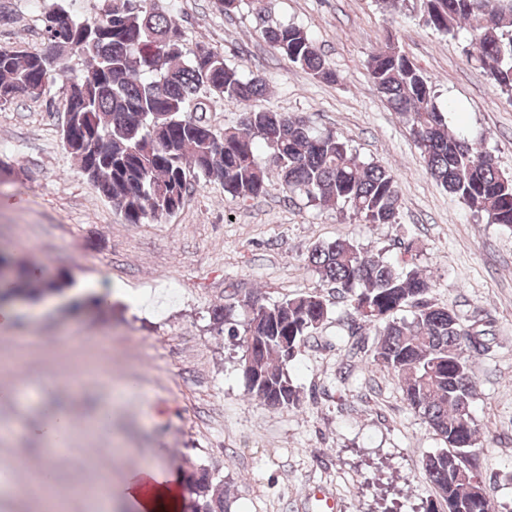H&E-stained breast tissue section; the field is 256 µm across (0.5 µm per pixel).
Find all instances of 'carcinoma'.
Returning a JSON list of instances; mask_svg holds the SVG:
<instances>
[{"label": "carcinoma", "mask_w": 512, "mask_h": 512, "mask_svg": "<svg viewBox=\"0 0 512 512\" xmlns=\"http://www.w3.org/2000/svg\"><path fill=\"white\" fill-rule=\"evenodd\" d=\"M393 2L416 9L441 33L454 35L469 26L470 61L512 103V0ZM44 24L53 56L0 48V104L11 102L21 88L38 99L50 83L65 80L70 125L60 130L61 139L126 223L176 214L202 181L223 185L235 200L267 195L271 182L269 169L258 162L261 149L283 191L322 210L347 209L366 224L398 223L402 200L394 174L363 162L346 138L314 129L297 113L253 108L266 94L265 80L243 77L208 43L185 52L176 3L163 12L146 0L137 6L112 0L96 18L56 4L45 12ZM262 34L312 78L337 81L307 30L281 25ZM368 70L390 109L409 125L431 177L491 223L512 227V175L498 168L487 149L448 130L434 86L392 36L370 55ZM209 96L242 106L239 127L218 130L196 116L208 111ZM307 263L347 303L351 333L366 325L376 329L372 362L395 374L404 401L444 442L423 461L435 489L424 512H490L470 460L478 430L472 416L477 382L469 359L489 350L485 331L429 302L433 284L409 246L392 262L381 251L339 238L313 245ZM2 265L10 275L0 279V306L38 301L73 286L62 273L33 288L28 265L0 254ZM402 311L411 317H398ZM330 314L329 300L316 290L278 302L256 293L214 312L213 320L234 346L251 351V375H242L245 391L269 408L290 409L301 398L287 365ZM185 487L184 512H230L223 485L206 469L187 473Z\"/></svg>", "instance_id": "obj_1"}]
</instances>
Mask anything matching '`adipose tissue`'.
Returning a JSON list of instances; mask_svg holds the SVG:
<instances>
[{
  "label": "adipose tissue",
  "instance_id": "obj_1",
  "mask_svg": "<svg viewBox=\"0 0 512 512\" xmlns=\"http://www.w3.org/2000/svg\"><path fill=\"white\" fill-rule=\"evenodd\" d=\"M121 498L133 512H179L180 484L150 464L127 481Z\"/></svg>",
  "mask_w": 512,
  "mask_h": 512
}]
</instances>
